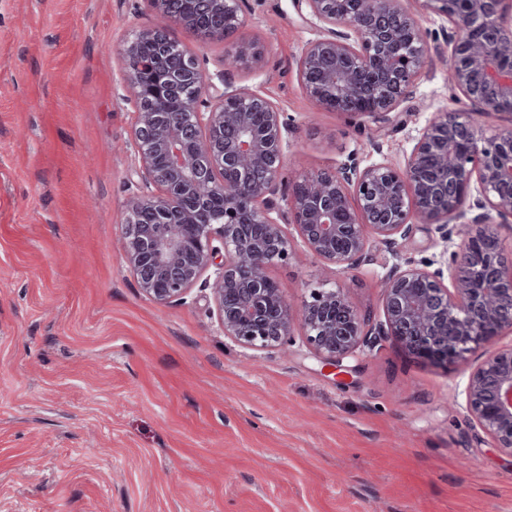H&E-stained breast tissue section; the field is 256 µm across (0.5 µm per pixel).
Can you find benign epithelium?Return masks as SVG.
<instances>
[{
  "mask_svg": "<svg viewBox=\"0 0 512 512\" xmlns=\"http://www.w3.org/2000/svg\"><path fill=\"white\" fill-rule=\"evenodd\" d=\"M146 0L164 19L220 39L241 26L239 0ZM321 35L299 59V79L319 110L384 127L428 62L419 19L405 0H303ZM448 20L449 70L468 112H437L401 164L360 167L356 159L295 183L279 204L288 123L265 95L235 88L238 63H260L265 48L242 37L211 75L188 52L173 71L170 36L146 28L120 52L136 109L130 145L137 192L121 232L140 289L158 303L183 298L211 267L224 335L252 348H283L294 323L316 354L338 370L390 340L448 366L476 364L465 413L512 458V123L487 134L478 118L512 117V0H422ZM219 83H214L213 79ZM417 224L450 244L446 257L417 263L402 248ZM293 225L305 255L340 273L371 261L370 240L394 263L381 280L383 319L367 333L348 289L314 288L295 310L269 276L288 259Z\"/></svg>",
  "mask_w": 512,
  "mask_h": 512,
  "instance_id": "benign-epithelium-1",
  "label": "benign epithelium"
}]
</instances>
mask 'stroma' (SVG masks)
<instances>
[{"mask_svg":"<svg viewBox=\"0 0 512 512\" xmlns=\"http://www.w3.org/2000/svg\"><path fill=\"white\" fill-rule=\"evenodd\" d=\"M429 61L401 123L316 112L297 63L317 31L292 0H243L211 40L145 0H0V512H512V458L449 407L471 365H432L386 341L348 373L301 326L283 349L225 336L209 288L159 305L125 260L136 165L120 51L167 25L209 73L239 37L266 48L235 87L285 113L284 182L402 162L437 112L468 106L448 73L445 18L407 0ZM337 274L293 257L270 275L294 307L347 288L383 316L382 244Z\"/></svg>","mask_w":512,"mask_h":512,"instance_id":"stroma-1","label":"stroma"}]
</instances>
